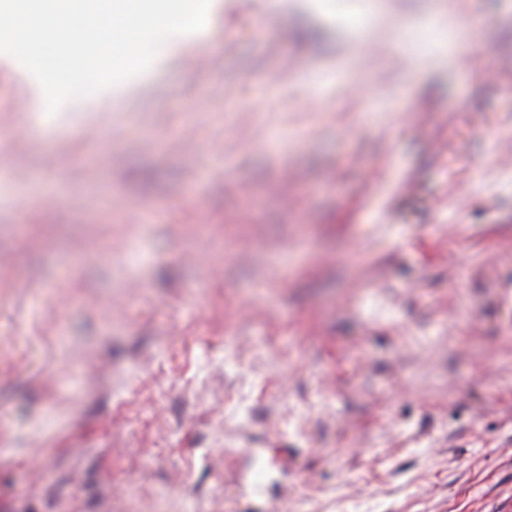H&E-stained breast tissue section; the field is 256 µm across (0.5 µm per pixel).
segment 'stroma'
<instances>
[{"instance_id":"stroma-1","label":"stroma","mask_w":512,"mask_h":512,"mask_svg":"<svg viewBox=\"0 0 512 512\" xmlns=\"http://www.w3.org/2000/svg\"><path fill=\"white\" fill-rule=\"evenodd\" d=\"M324 3L0 54V512H512V0ZM477 31H470L464 37H455L450 43V50L457 62L479 81L488 82L493 78L494 71L478 47Z\"/></svg>"}]
</instances>
